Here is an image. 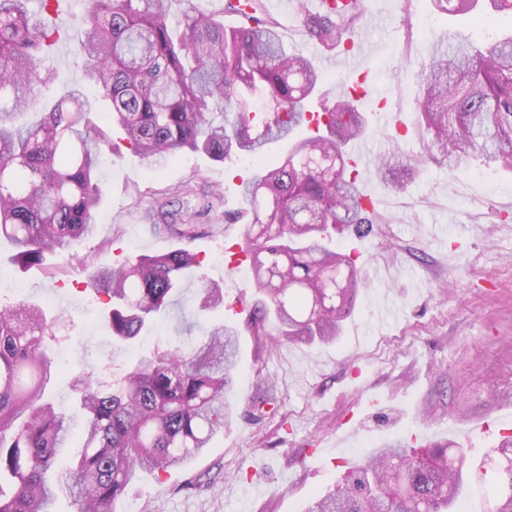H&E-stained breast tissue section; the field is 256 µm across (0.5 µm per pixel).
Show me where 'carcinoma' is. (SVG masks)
<instances>
[{
    "instance_id": "1",
    "label": "carcinoma",
    "mask_w": 512,
    "mask_h": 512,
    "mask_svg": "<svg viewBox=\"0 0 512 512\" xmlns=\"http://www.w3.org/2000/svg\"><path fill=\"white\" fill-rule=\"evenodd\" d=\"M0 0V241L24 264L47 252L66 256L92 237L102 196L100 157L110 148L90 120L96 100L74 89L19 125L37 105L35 89L51 76L41 55L60 34L44 27L31 3ZM171 0H90L75 48L107 123L121 129L141 163L154 169L182 152L215 162L251 157L241 180L250 214L243 243L256 292L251 331L262 340L333 341L351 315L360 285L356 261L331 246L338 224H372L359 202L346 146L365 123L352 96L325 97L317 131L299 136L307 101L322 75L308 58L288 53L279 22L260 0H226L224 13L246 21L224 25L223 13L193 2L173 19ZM448 15L478 0H433ZM364 22L361 4L337 15L304 13L305 33L328 51ZM417 110L430 135L427 159L450 170L473 156L512 172V35L486 48L453 34L434 42L419 82ZM286 150L266 158L268 145ZM158 228L191 243L208 234L188 204L159 206ZM196 254L176 247L125 256L99 266L91 288L105 298L112 339L130 343L172 302ZM199 311L224 306L218 282H200ZM55 320L21 300L0 310V512H55L59 496L77 512H113L137 471L166 473L203 455L233 411L239 331L210 326L184 349L166 345L133 358L113 381L83 369L70 375L71 412L48 399L60 367L44 349ZM84 421L78 450L65 464L74 417ZM491 490L493 512H512V435L470 472L463 448L423 455L408 448L378 452L343 484L317 495L306 512H457L469 476Z\"/></svg>"
}]
</instances>
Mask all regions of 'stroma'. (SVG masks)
Listing matches in <instances>:
<instances>
[{"label":"stroma","mask_w":512,"mask_h":512,"mask_svg":"<svg viewBox=\"0 0 512 512\" xmlns=\"http://www.w3.org/2000/svg\"><path fill=\"white\" fill-rule=\"evenodd\" d=\"M87 0H71L62 17H45L67 38L42 60L55 75L40 89V103L74 88H86L83 61L73 50L82 30ZM367 21L351 37L363 50L356 60L386 95L391 111L404 115L397 132L377 115L375 101L363 103L369 121L365 137L374 156L397 152L420 173L404 187L376 169L361 173L360 187L376 198L372 231L358 239L339 228V250L361 247L358 266L365 278L355 308L336 341L298 344L257 342L248 312L257 294L248 267L226 281L224 244L242 227L225 225V212L243 206L241 176L247 160L214 163L184 154L159 171L143 167L120 132L101 163L103 199L96 235L73 256L47 257L26 268L8 243L0 244V308L26 299L48 314L65 312L45 349L67 356L108 378L127 362V349L113 346L100 323L103 309L89 286L97 266L118 255L154 254L177 247L157 233V201H176L187 187L196 197L220 194L203 223L208 235L191 248L199 264L195 277L224 285L225 296L242 295L246 311L199 312L195 285H186L166 315L165 338L188 346L202 325L223 320L240 336L233 419L210 448L191 464L157 477L141 473L117 502L115 512H304L316 493L341 483L349 470L382 444L416 436V448L448 442L479 459L502 434L512 435V175L480 158L455 172L426 161L415 96L430 45L448 30L481 47L512 33V17L479 0L472 15L439 13L433 0H365ZM300 0L273 11L290 52L317 62L326 95H337L345 73L302 27ZM276 399L274 412L255 416L250 401Z\"/></svg>","instance_id":"1"}]
</instances>
